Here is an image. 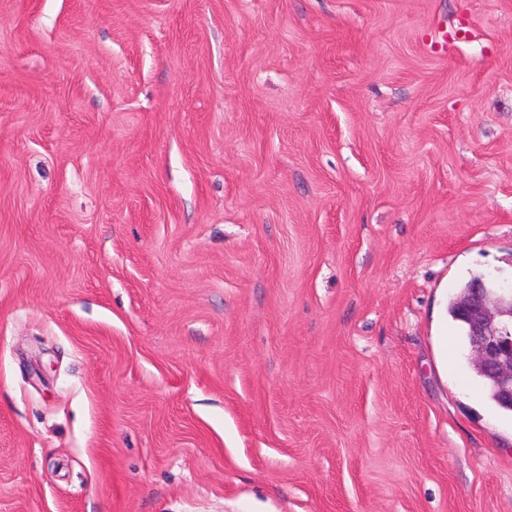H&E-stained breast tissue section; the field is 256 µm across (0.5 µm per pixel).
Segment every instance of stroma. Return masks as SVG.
<instances>
[{
	"label": "stroma",
	"instance_id": "1",
	"mask_svg": "<svg viewBox=\"0 0 512 512\" xmlns=\"http://www.w3.org/2000/svg\"><path fill=\"white\" fill-rule=\"evenodd\" d=\"M477 272L512 0H0V512H512Z\"/></svg>",
	"mask_w": 512,
	"mask_h": 512
}]
</instances>
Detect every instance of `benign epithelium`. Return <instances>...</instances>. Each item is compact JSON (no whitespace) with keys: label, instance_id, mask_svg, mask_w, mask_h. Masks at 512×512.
I'll use <instances>...</instances> for the list:
<instances>
[{"label":"benign epithelium","instance_id":"benign-epithelium-1","mask_svg":"<svg viewBox=\"0 0 512 512\" xmlns=\"http://www.w3.org/2000/svg\"><path fill=\"white\" fill-rule=\"evenodd\" d=\"M461 314L469 324L474 366L493 380L502 399L512 402V284L499 283L490 292L476 283Z\"/></svg>","mask_w":512,"mask_h":512}]
</instances>
